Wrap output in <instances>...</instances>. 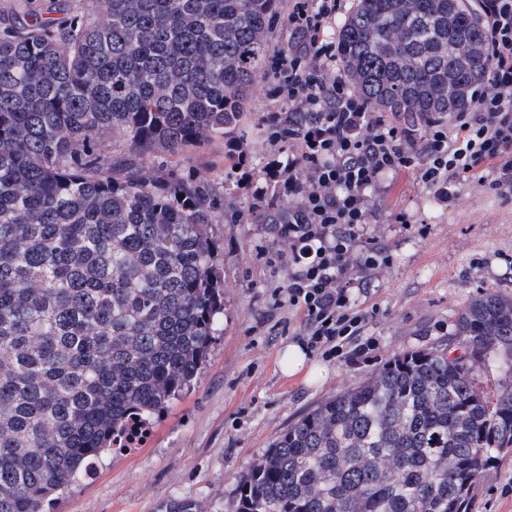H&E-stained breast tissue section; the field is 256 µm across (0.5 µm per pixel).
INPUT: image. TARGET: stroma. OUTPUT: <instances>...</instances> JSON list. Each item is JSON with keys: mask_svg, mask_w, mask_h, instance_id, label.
<instances>
[{"mask_svg": "<svg viewBox=\"0 0 512 512\" xmlns=\"http://www.w3.org/2000/svg\"><path fill=\"white\" fill-rule=\"evenodd\" d=\"M267 103L252 88L240 124L188 151L156 154L154 164L208 180L222 202L211 228L224 278V318L194 387L153 423L139 445L107 456L92 478L69 486L51 512H156L160 502L189 499L208 512H234L246 468L306 412L358 385L394 355L447 343L458 315L475 297L512 298V198L461 185L440 199L412 175L388 177L381 207L406 224H374L390 263L370 283L375 311L363 335L370 346L355 357L322 361L325 378L307 384L283 375L279 356L291 335L275 328L283 310L269 293L284 282L259 252L277 236L247 219L248 202L228 179V139H246L254 167L265 148L261 117ZM512 460L481 477L473 512H512Z\"/></svg>", "mask_w": 512, "mask_h": 512, "instance_id": "stroma-1", "label": "stroma"}]
</instances>
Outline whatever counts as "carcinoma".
I'll list each match as a JSON object with an SVG mask.
<instances>
[{
	"instance_id": "obj_1",
	"label": "carcinoma",
	"mask_w": 512,
	"mask_h": 512,
	"mask_svg": "<svg viewBox=\"0 0 512 512\" xmlns=\"http://www.w3.org/2000/svg\"><path fill=\"white\" fill-rule=\"evenodd\" d=\"M36 2L0 8V512H45L201 373L224 314L218 199L144 158L239 124L277 11L64 0L57 19ZM340 59L373 111L416 122L460 111L491 68L464 0H357ZM108 132L122 155L92 148ZM511 452L512 299L486 293L447 345L388 360L277 437L235 512H470Z\"/></svg>"
}]
</instances>
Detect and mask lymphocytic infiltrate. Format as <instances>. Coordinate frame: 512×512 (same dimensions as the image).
Segmentation results:
<instances>
[{"instance_id": "1", "label": "lymphocytic infiltrate", "mask_w": 512, "mask_h": 512, "mask_svg": "<svg viewBox=\"0 0 512 512\" xmlns=\"http://www.w3.org/2000/svg\"><path fill=\"white\" fill-rule=\"evenodd\" d=\"M341 9L342 0H292L282 20L288 40L261 85L264 175L250 168L244 140L225 146L249 217L277 201L291 214L277 228L280 249L267 255L286 275L272 307L287 308L309 352L336 357L362 351L369 313L358 296L390 261L364 235L384 220L375 198L386 174L411 173L441 198L463 183L512 196V0H482L491 69L467 106L421 124L371 111L341 74L340 44L327 35Z\"/></svg>"}]
</instances>
